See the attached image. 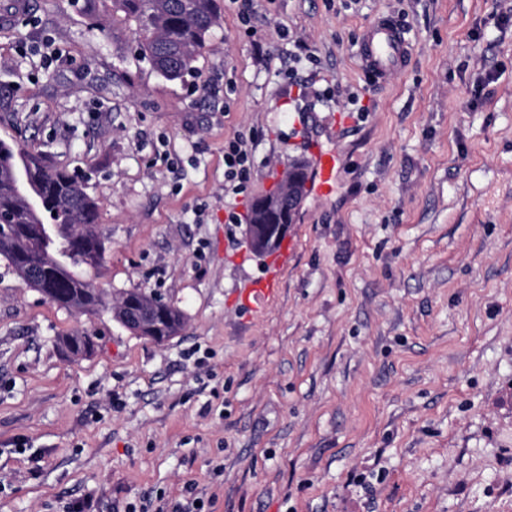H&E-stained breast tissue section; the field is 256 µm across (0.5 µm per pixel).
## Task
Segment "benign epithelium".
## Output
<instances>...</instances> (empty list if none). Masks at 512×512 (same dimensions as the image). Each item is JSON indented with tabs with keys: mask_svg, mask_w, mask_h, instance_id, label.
I'll list each match as a JSON object with an SVG mask.
<instances>
[{
	"mask_svg": "<svg viewBox=\"0 0 512 512\" xmlns=\"http://www.w3.org/2000/svg\"><path fill=\"white\" fill-rule=\"evenodd\" d=\"M306 170L299 162L288 168L284 178L285 192L279 194H265L255 202L258 221L273 215L280 219V223L269 227L257 224L246 225V234L254 239V246L259 251L274 248L281 238L291 232L293 218L298 211L305 196ZM154 312L151 309H132L128 315V326L138 334L155 342L161 341L158 336L152 335V321Z\"/></svg>",
	"mask_w": 512,
	"mask_h": 512,
	"instance_id": "1",
	"label": "benign epithelium"
}]
</instances>
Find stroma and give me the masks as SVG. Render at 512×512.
Listing matches in <instances>:
<instances>
[{"instance_id":"1","label":"stroma","mask_w":512,"mask_h":512,"mask_svg":"<svg viewBox=\"0 0 512 512\" xmlns=\"http://www.w3.org/2000/svg\"><path fill=\"white\" fill-rule=\"evenodd\" d=\"M215 6L169 81L112 0L95 30L76 0H0V139L95 200L97 287L185 317L157 343L0 261V512H512V0ZM382 17L411 53L378 84L356 42ZM315 130L336 187L304 198L247 311L267 264L243 220ZM72 332L91 356L57 350ZM248 152L245 141L241 140L232 145L229 152L224 155L225 166L228 167L227 178L230 183L225 186L224 192L232 195L243 193L242 182L246 177L244 163L247 161ZM235 182H238L235 184ZM277 274L272 273L266 279L252 283L249 288L242 292V304L247 309L254 308V302L263 298L270 297L275 292ZM58 350L66 356H88L95 350V342L91 336H86L78 332L67 334L66 336H59L57 339ZM65 346L68 353L62 349Z\"/></svg>"}]
</instances>
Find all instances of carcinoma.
I'll use <instances>...</instances> for the list:
<instances>
[{
  "label": "carcinoma",
  "instance_id": "obj_1",
  "mask_svg": "<svg viewBox=\"0 0 512 512\" xmlns=\"http://www.w3.org/2000/svg\"><path fill=\"white\" fill-rule=\"evenodd\" d=\"M112 8L136 25L137 58L168 80L191 69L218 25L214 0H112ZM21 157L28 162L34 187L42 197L40 206L16 188L12 165ZM0 210L14 216L12 229L0 234V260L24 282L22 260L45 267L43 281L57 290L54 304L87 313L110 311L120 322L128 306L160 304L159 334L170 338L182 329V311L156 294L134 288L114 300L94 285L88 272L99 270L106 258L105 241L95 230L96 203L67 171L52 168L41 155L16 150L4 140H0ZM47 222L53 223L51 233H38L39 226ZM62 347L68 349V357L88 356L95 342L76 332L58 337L57 348Z\"/></svg>",
  "mask_w": 512,
  "mask_h": 512
}]
</instances>
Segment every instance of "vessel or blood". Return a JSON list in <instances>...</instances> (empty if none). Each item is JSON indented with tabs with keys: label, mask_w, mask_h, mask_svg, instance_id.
<instances>
[{
	"label": "vessel or blood",
	"mask_w": 512,
	"mask_h": 512,
	"mask_svg": "<svg viewBox=\"0 0 512 512\" xmlns=\"http://www.w3.org/2000/svg\"><path fill=\"white\" fill-rule=\"evenodd\" d=\"M409 54L408 43L403 33L389 20L380 19L366 28L358 46V57L362 68L377 82L403 68ZM312 162L308 168L306 191L312 196L330 193L336 183V169L341 160L337 151L328 149L323 142H313ZM277 277L252 283L241 296L246 308H253L255 301L270 297L275 291Z\"/></svg>",
	"instance_id": "obj_1"
}]
</instances>
